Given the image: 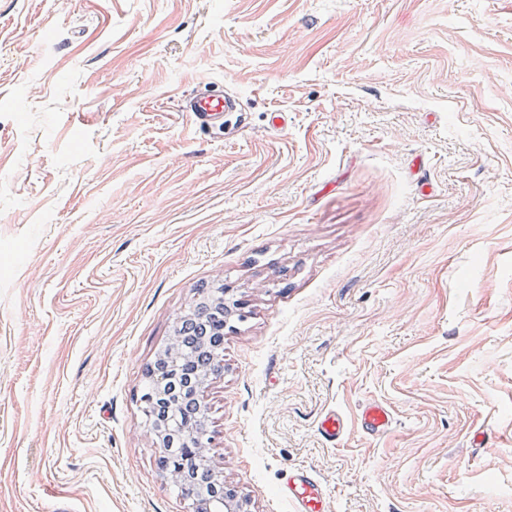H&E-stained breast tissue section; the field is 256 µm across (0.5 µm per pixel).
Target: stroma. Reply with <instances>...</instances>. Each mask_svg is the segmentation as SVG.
Listing matches in <instances>:
<instances>
[{
  "instance_id": "obj_1",
  "label": "stroma",
  "mask_w": 512,
  "mask_h": 512,
  "mask_svg": "<svg viewBox=\"0 0 512 512\" xmlns=\"http://www.w3.org/2000/svg\"><path fill=\"white\" fill-rule=\"evenodd\" d=\"M218 286L251 512H512V0H0V512H193L140 396ZM179 112H185L192 125L205 133L224 125V112H239V104L227 92L204 88L181 98ZM393 415L390 409L379 402L365 404L360 412V422L363 431L368 436H378L386 433L392 425ZM347 431V420L337 410H328L321 414L318 422L319 434L328 442H336ZM283 495L293 503L295 512H324L325 487L308 470H298L290 475Z\"/></svg>"
}]
</instances>
